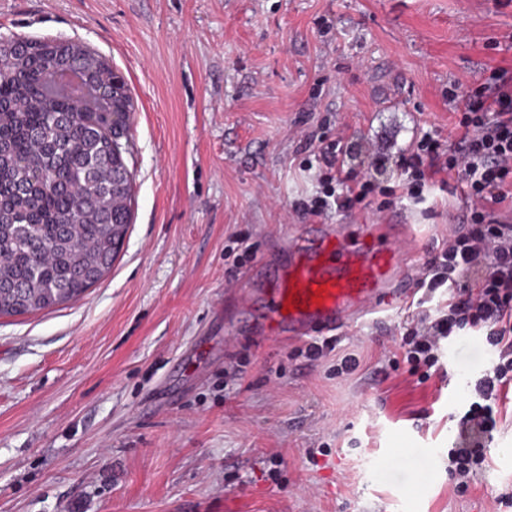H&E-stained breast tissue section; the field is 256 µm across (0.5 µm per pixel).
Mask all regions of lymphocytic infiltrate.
I'll list each match as a JSON object with an SVG mask.
<instances>
[{"label": "lymphocytic infiltrate", "mask_w": 512, "mask_h": 512, "mask_svg": "<svg viewBox=\"0 0 512 512\" xmlns=\"http://www.w3.org/2000/svg\"><path fill=\"white\" fill-rule=\"evenodd\" d=\"M464 100L455 122L456 140L446 144L423 135L400 156L401 178L392 186H379L372 175L383 158L362 155L342 137L328 142L307 134L304 149L318 169L317 190L292 205L298 215L319 217L374 202L379 195L389 204L405 197L421 201L424 188L440 174L460 186L465 199L461 225L443 239L418 275L428 293L443 288L449 298L435 312H422L407 322L395 349L422 383L440 368L442 342L457 329L481 332L497 355L475 383L448 456L462 490L485 468V449L501 419L504 398L512 391V224L496 217L497 208L512 201V72L489 69Z\"/></svg>", "instance_id": "obj_1"}]
</instances>
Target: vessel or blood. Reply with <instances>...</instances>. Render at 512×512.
Returning a JSON list of instances; mask_svg holds the SVG:
<instances>
[{
	"instance_id": "b4317fda",
	"label": "vessel or blood",
	"mask_w": 512,
	"mask_h": 512,
	"mask_svg": "<svg viewBox=\"0 0 512 512\" xmlns=\"http://www.w3.org/2000/svg\"><path fill=\"white\" fill-rule=\"evenodd\" d=\"M415 235L409 224H369L362 237L349 238L332 224L309 225L290 238L285 259L269 286L259 288L269 320L256 328L261 342L304 340L328 335L367 318L386 320L390 310L413 303L419 291ZM320 303H312L317 288ZM292 312H284L286 302Z\"/></svg>"
}]
</instances>
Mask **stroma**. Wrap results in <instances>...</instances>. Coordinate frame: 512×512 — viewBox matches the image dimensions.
I'll return each instance as SVG.
<instances>
[{"label":"stroma","mask_w":512,"mask_h":512,"mask_svg":"<svg viewBox=\"0 0 512 512\" xmlns=\"http://www.w3.org/2000/svg\"><path fill=\"white\" fill-rule=\"evenodd\" d=\"M79 40L135 110L132 223L78 301L0 316V512H512V397L458 493L448 450L492 350L451 337L418 383L391 366L411 308L307 343L249 337L253 268L303 231L304 133L383 153L454 140L484 69L512 70V0H0V38ZM464 206L326 216L359 237L406 216L429 259ZM351 372H338L343 358Z\"/></svg>","instance_id":"obj_1"}]
</instances>
